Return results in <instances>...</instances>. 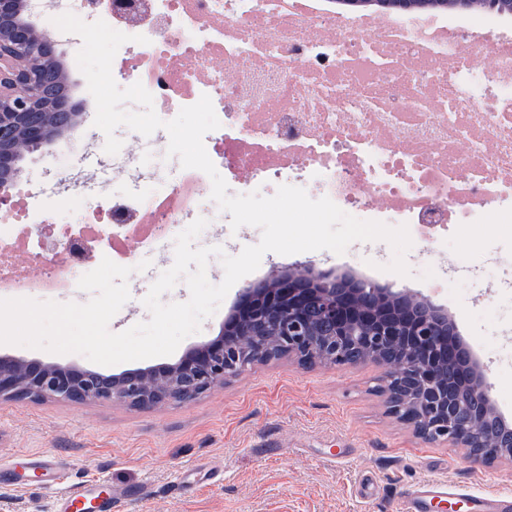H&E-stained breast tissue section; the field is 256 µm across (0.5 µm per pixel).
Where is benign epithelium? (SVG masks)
<instances>
[{
    "mask_svg": "<svg viewBox=\"0 0 512 512\" xmlns=\"http://www.w3.org/2000/svg\"><path fill=\"white\" fill-rule=\"evenodd\" d=\"M22 0H0V203L16 179L19 158L52 145L50 134L70 122L75 107L51 60L57 41L30 20ZM139 22L143 3L117 5ZM242 314L230 329L190 350L174 364L105 374L91 369L0 356V402L52 400L122 402L153 408L192 401L244 371L282 355L309 364L386 369L389 414L428 442L463 450L464 461L484 466L512 459V442L476 440L495 414L484 370L456 336L448 310L414 293L377 288L329 271L277 274L242 289Z\"/></svg>",
    "mask_w": 512,
    "mask_h": 512,
    "instance_id": "obj_1",
    "label": "benign epithelium"
}]
</instances>
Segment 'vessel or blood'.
Here are the masks:
<instances>
[{
  "label": "vessel or blood",
  "mask_w": 512,
  "mask_h": 512,
  "mask_svg": "<svg viewBox=\"0 0 512 512\" xmlns=\"http://www.w3.org/2000/svg\"><path fill=\"white\" fill-rule=\"evenodd\" d=\"M30 464L43 472L45 484L61 489L54 501L53 512H80L86 500L91 497L98 499L99 512H113L119 496L108 481L99 479L65 484L64 468L50 454L34 456ZM442 498L464 499L474 504L479 512H512V493L485 492L475 495L456 485L430 479L415 484L403 495L400 512H428L432 502Z\"/></svg>",
  "instance_id": "vessel-or-blood-1"
}]
</instances>
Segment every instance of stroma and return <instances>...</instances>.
<instances>
[{"label":"stroma","instance_id":"stroma-1","mask_svg":"<svg viewBox=\"0 0 512 512\" xmlns=\"http://www.w3.org/2000/svg\"><path fill=\"white\" fill-rule=\"evenodd\" d=\"M81 46L74 34L64 48L76 90L72 101L85 116L86 140L100 152L84 157L86 140L75 139L28 154L21 182L55 199L78 172L96 175L117 196L135 181L145 190L172 184L180 162L166 155L165 130L145 137L116 129L124 148L139 158L137 180L104 152L106 136L93 125L95 102L76 63ZM216 238L223 239L227 254L236 255L257 244L261 231L210 223L195 244L205 247ZM392 258L383 241L356 242L341 255L266 253L200 331L164 361L176 363L218 336L244 285L298 266L348 273L446 307L458 336L484 368L495 411L512 423V361L498 354L512 342V248L498 241L495 225L459 224L449 228L448 246L440 252L412 246L406 255L410 277L386 271ZM149 260L148 269L129 277L130 298L111 320V332L149 320L143 299L172 266L173 245ZM446 281L456 285V300L439 290ZM384 376L374 362L309 366L282 358L228 378L187 404L139 409L119 402H0V512H52L55 492L33 472H24L22 485L10 482L9 467L21 455L46 452L62 461L68 482L104 478L113 489L132 492L123 512H395L404 491L424 479L476 492L512 491V461L470 467L460 449L428 443L392 418L381 390ZM186 470L191 483L176 490Z\"/></svg>","mask_w":512,"mask_h":512}]
</instances>
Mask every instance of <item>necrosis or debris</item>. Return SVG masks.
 Instances as JSON below:
<instances>
[{
    "mask_svg": "<svg viewBox=\"0 0 512 512\" xmlns=\"http://www.w3.org/2000/svg\"><path fill=\"white\" fill-rule=\"evenodd\" d=\"M112 64L117 84L142 83L172 120L209 96L219 138H205L235 193L304 188L362 220L408 225L436 250L453 224L497 216L512 236V47L474 42L469 28L438 38L412 21L388 32L337 29L321 16L282 20L288 0H147ZM146 43H137V36ZM492 53L499 80L476 60ZM208 176L177 182L124 204L51 203L17 187L0 208V289L34 297L76 287L92 253L126 265L127 238L158 247L181 217L216 210ZM73 244L66 263L39 280L14 281L5 259L39 253L47 237Z\"/></svg>",
    "mask_w": 512,
    "mask_h": 512,
    "instance_id": "4bbe7bcc",
    "label": "necrosis or debris"
}]
</instances>
